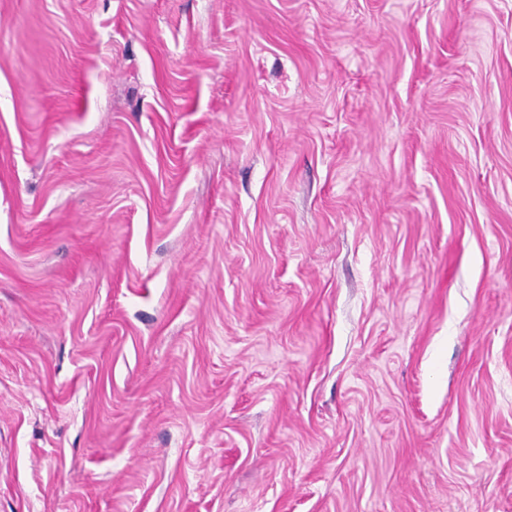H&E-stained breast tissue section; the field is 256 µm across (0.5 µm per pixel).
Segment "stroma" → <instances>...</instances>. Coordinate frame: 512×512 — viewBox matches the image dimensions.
Segmentation results:
<instances>
[{
    "instance_id": "35a3bbf8",
    "label": "stroma",
    "mask_w": 512,
    "mask_h": 512,
    "mask_svg": "<svg viewBox=\"0 0 512 512\" xmlns=\"http://www.w3.org/2000/svg\"><path fill=\"white\" fill-rule=\"evenodd\" d=\"M0 512H512V0H0Z\"/></svg>"
}]
</instances>
